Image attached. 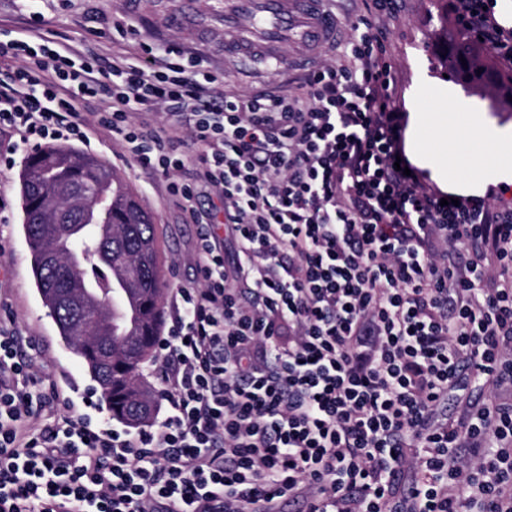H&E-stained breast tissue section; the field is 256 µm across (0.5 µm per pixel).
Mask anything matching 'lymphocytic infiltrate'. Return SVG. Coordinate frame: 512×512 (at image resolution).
<instances>
[{"label": "lymphocytic infiltrate", "mask_w": 512, "mask_h": 512, "mask_svg": "<svg viewBox=\"0 0 512 512\" xmlns=\"http://www.w3.org/2000/svg\"><path fill=\"white\" fill-rule=\"evenodd\" d=\"M497 6L448 0L507 71ZM399 8L364 0L340 53L285 95L215 90L175 44L109 71L48 39L0 40L6 165L84 137L80 108L104 94L97 124L170 196L224 197V232L201 224L198 284L159 341L158 424L121 432L37 401L0 327V512H512V209L490 191L445 205L404 175Z\"/></svg>", "instance_id": "lymphocytic-infiltrate-1"}]
</instances>
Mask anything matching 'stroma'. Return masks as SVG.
I'll list each match as a JSON object with an SVG mask.
<instances>
[{
	"label": "stroma",
	"mask_w": 512,
	"mask_h": 512,
	"mask_svg": "<svg viewBox=\"0 0 512 512\" xmlns=\"http://www.w3.org/2000/svg\"><path fill=\"white\" fill-rule=\"evenodd\" d=\"M444 0H402L392 25L395 99L404 112L428 118V141L437 144L445 121L482 115L489 132L512 129V102L503 88L465 91L455 76H444L443 31H458L456 19L442 20ZM38 17L44 29L77 49L93 47L105 61L122 62L140 54L141 43L161 49L179 45L215 75L221 90L238 93L275 88L287 91L286 68L264 64L240 71L224 57V0H0V38L30 39L28 22ZM79 150L109 164L155 218L160 259L170 288L196 278L194 249L198 227L166 191L163 177L140 170L121 141L90 128ZM20 166L0 164V321L15 328L30 346L28 355L43 389L70 400L77 412L107 417L83 360L61 339L38 293L31 254L21 226Z\"/></svg>",
	"instance_id": "stroma-1"
}]
</instances>
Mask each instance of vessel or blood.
Instances as JSON below:
<instances>
[{
    "instance_id": "vessel-or-blood-1",
    "label": "vessel or blood",
    "mask_w": 512,
    "mask_h": 512,
    "mask_svg": "<svg viewBox=\"0 0 512 512\" xmlns=\"http://www.w3.org/2000/svg\"><path fill=\"white\" fill-rule=\"evenodd\" d=\"M330 2L224 0V33L237 42L233 54L239 63L281 57L299 69L336 46L342 22Z\"/></svg>"
}]
</instances>
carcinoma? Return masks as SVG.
Masks as SVG:
<instances>
[{
	"label": "carcinoma",
	"mask_w": 512,
	"mask_h": 512,
	"mask_svg": "<svg viewBox=\"0 0 512 512\" xmlns=\"http://www.w3.org/2000/svg\"><path fill=\"white\" fill-rule=\"evenodd\" d=\"M446 53L465 58L476 81L492 75L475 71L457 41ZM20 184L22 227L49 315L85 362L112 417L131 427L149 423L158 396L141 380L142 366L160 339L165 291L151 212L106 163L65 146L29 154ZM125 264L132 266L127 295L110 305L106 298ZM68 270L94 293L78 316L65 300Z\"/></svg>",
	"instance_id": "obj_1"
}]
</instances>
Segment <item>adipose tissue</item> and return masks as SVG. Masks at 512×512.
I'll return each instance as SVG.
<instances>
[{
    "mask_svg": "<svg viewBox=\"0 0 512 512\" xmlns=\"http://www.w3.org/2000/svg\"><path fill=\"white\" fill-rule=\"evenodd\" d=\"M423 115H415L412 119L408 133L407 146L410 153L421 159L431 168L434 175L449 186H456L458 182H467L469 188L479 189L484 185L486 166L488 163L501 162L500 178L502 181L512 183V132L502 131L491 143L490 149L483 162L477 163L467 171H460L451 159L452 140L449 136H442L438 149L426 148L423 141Z\"/></svg>",
    "mask_w": 512,
    "mask_h": 512,
    "instance_id": "adipose-tissue-1",
    "label": "adipose tissue"
}]
</instances>
